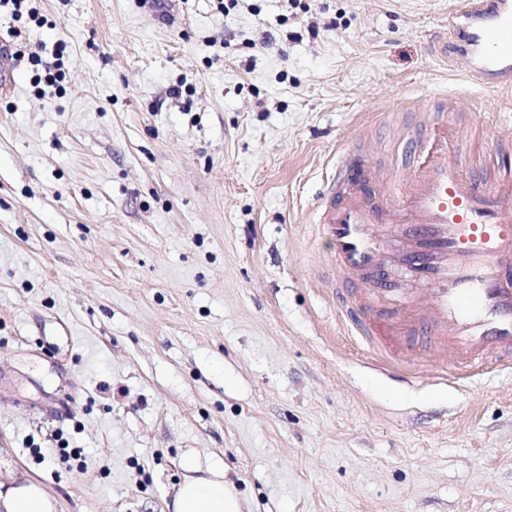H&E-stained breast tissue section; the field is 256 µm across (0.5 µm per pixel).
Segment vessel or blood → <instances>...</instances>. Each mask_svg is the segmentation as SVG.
I'll list each match as a JSON object with an SVG mask.
<instances>
[{
    "label": "vessel or blood",
    "instance_id": "vessel-or-blood-1",
    "mask_svg": "<svg viewBox=\"0 0 512 512\" xmlns=\"http://www.w3.org/2000/svg\"><path fill=\"white\" fill-rule=\"evenodd\" d=\"M474 22L469 76L512 90V0H465ZM406 185H375L363 153L344 150L311 225L354 312L344 321L383 365L427 356L448 371L512 361V149L473 164L446 109L403 133Z\"/></svg>",
    "mask_w": 512,
    "mask_h": 512
}]
</instances>
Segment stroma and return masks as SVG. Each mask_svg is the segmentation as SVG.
Here are the masks:
<instances>
[{
	"mask_svg": "<svg viewBox=\"0 0 512 512\" xmlns=\"http://www.w3.org/2000/svg\"><path fill=\"white\" fill-rule=\"evenodd\" d=\"M301 2L0 7L1 482L58 512L217 475L242 512H512V366L384 369L308 228L342 150L407 179L405 106L451 99L487 161L504 96L465 73L462 0Z\"/></svg>",
	"mask_w": 512,
	"mask_h": 512,
	"instance_id": "35a3bbf8",
	"label": "stroma"
}]
</instances>
